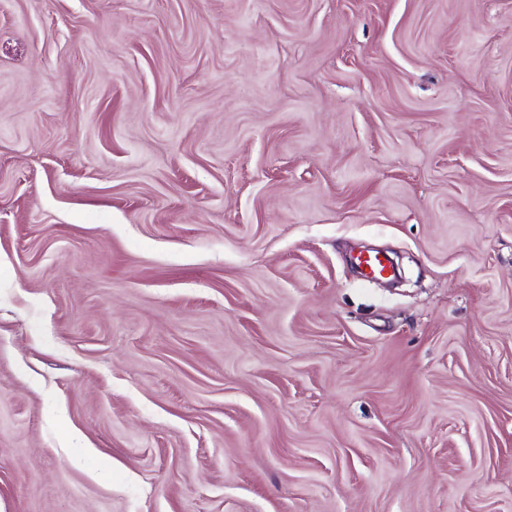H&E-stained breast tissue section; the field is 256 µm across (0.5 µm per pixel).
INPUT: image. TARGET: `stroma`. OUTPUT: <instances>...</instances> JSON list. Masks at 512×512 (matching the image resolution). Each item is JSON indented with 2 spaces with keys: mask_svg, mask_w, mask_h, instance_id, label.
Wrapping results in <instances>:
<instances>
[{
  "mask_svg": "<svg viewBox=\"0 0 512 512\" xmlns=\"http://www.w3.org/2000/svg\"><path fill=\"white\" fill-rule=\"evenodd\" d=\"M0 512H512V0H0Z\"/></svg>",
  "mask_w": 512,
  "mask_h": 512,
  "instance_id": "1",
  "label": "stroma"
}]
</instances>
